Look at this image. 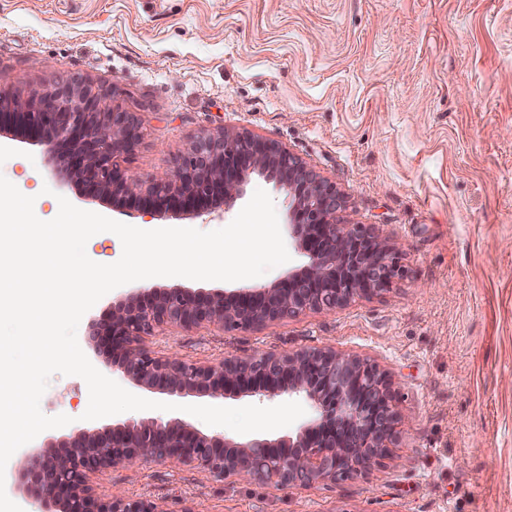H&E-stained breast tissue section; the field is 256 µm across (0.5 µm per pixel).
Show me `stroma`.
Here are the masks:
<instances>
[{"instance_id": "obj_1", "label": "stroma", "mask_w": 512, "mask_h": 512, "mask_svg": "<svg viewBox=\"0 0 512 512\" xmlns=\"http://www.w3.org/2000/svg\"><path fill=\"white\" fill-rule=\"evenodd\" d=\"M111 87L146 134L131 169H174L220 130L274 141L335 185L338 220L398 251L388 291L331 312L226 331L164 328L155 355L332 347L388 376L401 422L392 455L307 488L215 481L157 462L93 478L170 512H512V0H0V93L26 102L56 81ZM0 174L54 219L59 198L142 227L140 211L89 196L41 146L0 136ZM155 286L195 287L182 277ZM119 286L82 317L88 333ZM85 381L51 376L40 407L70 424L36 444L148 410L84 419Z\"/></svg>"}]
</instances>
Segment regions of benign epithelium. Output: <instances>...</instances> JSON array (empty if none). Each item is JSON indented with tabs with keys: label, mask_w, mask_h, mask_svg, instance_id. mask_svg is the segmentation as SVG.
I'll use <instances>...</instances> for the list:
<instances>
[{
	"label": "benign epithelium",
	"mask_w": 512,
	"mask_h": 512,
	"mask_svg": "<svg viewBox=\"0 0 512 512\" xmlns=\"http://www.w3.org/2000/svg\"><path fill=\"white\" fill-rule=\"evenodd\" d=\"M5 130L51 152L63 147L62 169L89 195L145 206L153 217L209 214L214 200L228 212L244 194L245 177L256 173L288 196V233L306 257L269 287L141 288L113 303L107 323L90 330L105 368L168 397L306 399L312 415L294 435L242 440L150 418L53 438L27 450L14 469L16 488L37 512H170L149 498L93 493L92 474L137 460L198 469L219 481L307 488L357 475L389 454L399 424L396 399L384 372L367 360L311 348L198 363L158 358L143 344L165 326L247 329L306 310L334 311L391 288L403 274L398 252L361 225L337 222L344 200L334 185L273 141L223 132L197 137L171 174L147 183L130 168L144 137L141 123L113 89L79 78L26 105L1 93Z\"/></svg>",
	"instance_id": "obj_1"
}]
</instances>
